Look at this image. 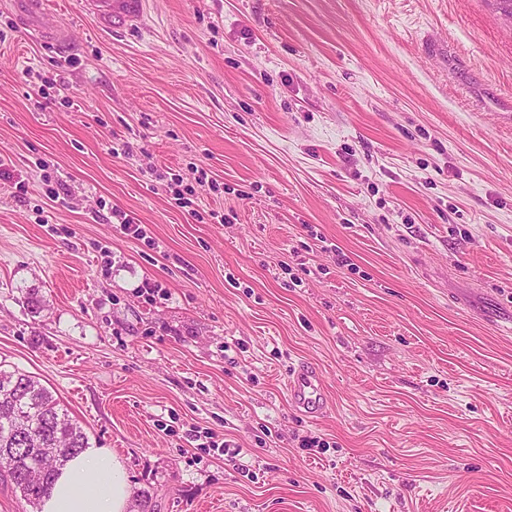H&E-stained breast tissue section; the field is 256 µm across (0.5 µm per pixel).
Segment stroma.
Returning <instances> with one entry per match:
<instances>
[{
	"label": "stroma",
	"instance_id": "1",
	"mask_svg": "<svg viewBox=\"0 0 512 512\" xmlns=\"http://www.w3.org/2000/svg\"><path fill=\"white\" fill-rule=\"evenodd\" d=\"M47 2L66 52L0 0V368L117 453L132 512H512V24L150 0L112 34ZM288 396L292 405L309 417H318L329 408L318 372L310 366H300L288 381Z\"/></svg>",
	"mask_w": 512,
	"mask_h": 512
}]
</instances>
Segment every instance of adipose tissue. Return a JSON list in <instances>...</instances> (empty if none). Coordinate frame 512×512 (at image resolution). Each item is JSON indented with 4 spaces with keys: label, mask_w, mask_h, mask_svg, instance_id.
Segmentation results:
<instances>
[{
    "label": "adipose tissue",
    "mask_w": 512,
    "mask_h": 512,
    "mask_svg": "<svg viewBox=\"0 0 512 512\" xmlns=\"http://www.w3.org/2000/svg\"><path fill=\"white\" fill-rule=\"evenodd\" d=\"M130 499L118 456L106 448H88L58 471L41 512H127Z\"/></svg>",
    "instance_id": "obj_1"
}]
</instances>
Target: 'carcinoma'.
<instances>
[{
  "instance_id": "obj_1",
  "label": "carcinoma",
  "mask_w": 512,
  "mask_h": 512,
  "mask_svg": "<svg viewBox=\"0 0 512 512\" xmlns=\"http://www.w3.org/2000/svg\"><path fill=\"white\" fill-rule=\"evenodd\" d=\"M87 447L83 428L46 386L25 373L0 369V473L22 500L39 505L56 471ZM31 448L49 449L33 467Z\"/></svg>"
}]
</instances>
